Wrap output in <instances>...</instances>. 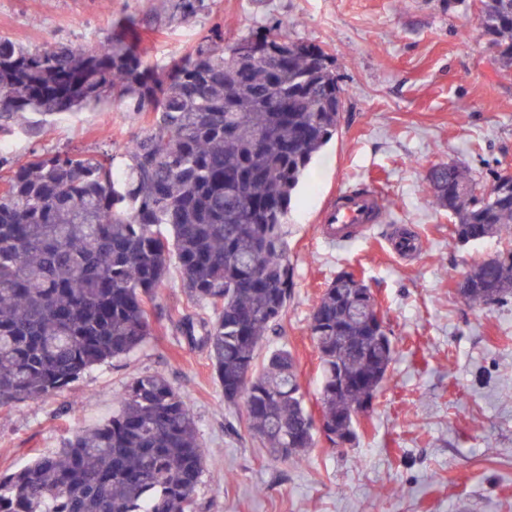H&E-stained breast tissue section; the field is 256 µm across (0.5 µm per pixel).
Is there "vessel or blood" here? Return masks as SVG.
Masks as SVG:
<instances>
[{
  "instance_id": "b4317fda",
  "label": "vessel or blood",
  "mask_w": 512,
  "mask_h": 512,
  "mask_svg": "<svg viewBox=\"0 0 512 512\" xmlns=\"http://www.w3.org/2000/svg\"><path fill=\"white\" fill-rule=\"evenodd\" d=\"M382 212L377 192H348L337 196L326 208L321 224L325 237L332 242L346 241L350 233L366 231L377 222Z\"/></svg>"
}]
</instances>
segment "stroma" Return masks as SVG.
<instances>
[{
    "label": "stroma",
    "mask_w": 512,
    "mask_h": 512,
    "mask_svg": "<svg viewBox=\"0 0 512 512\" xmlns=\"http://www.w3.org/2000/svg\"><path fill=\"white\" fill-rule=\"evenodd\" d=\"M176 0H0V36L41 48H89L125 16L143 20L147 63L190 51L211 30L225 43L279 26L319 46L342 88L335 137L313 159L288 209V259L296 288L269 349L293 352L306 406L319 414V354L308 318L338 274H358L381 304L397 340L393 371L355 447L318 438L294 465L273 458L248 433L245 404L228 409L206 348L189 342L174 314L207 322L170 272L157 292L154 332L131 354L85 371L61 393L0 407V474L61 448L111 418L124 387L163 374L188 398L207 468L198 512H512V302L473 306L456 284L498 239L460 246L446 212L426 193L433 164L467 166L483 184L512 174V70L503 69L475 10L446 0H205L181 18ZM149 115L107 106L39 121L0 135L10 166L32 154H120ZM381 194L382 219L336 244L320 220L337 194ZM403 225L421 251L403 259L387 241Z\"/></svg>",
    "instance_id": "1"
}]
</instances>
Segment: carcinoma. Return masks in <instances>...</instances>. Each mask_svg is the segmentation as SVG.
Wrapping results in <instances>:
<instances>
[{"mask_svg":"<svg viewBox=\"0 0 512 512\" xmlns=\"http://www.w3.org/2000/svg\"><path fill=\"white\" fill-rule=\"evenodd\" d=\"M484 35L512 68V0H478ZM96 47L29 48L0 37V132L14 115L47 120L115 106L153 124L115 156L34 154L0 193V407L61 392L95 365L153 335L151 307L176 264L202 325L224 405L244 401L245 430L278 458L303 459L318 430L291 350L270 351L294 295L287 214L313 158L336 134L342 88L326 54L274 27L231 45L213 33L148 66L137 28ZM462 166L437 163L428 189L467 245L507 237L512 187L478 193ZM496 263L469 265L466 300L512 301V238ZM362 287L343 272L314 306L320 419L334 447L359 439L358 418L398 353L391 329L352 314ZM112 418L59 451L0 475V512H196L206 471L188 399L160 374L133 379Z\"/></svg>","mask_w":512,"mask_h":512,"instance_id":"carcinoma-1","label":"carcinoma"}]
</instances>
